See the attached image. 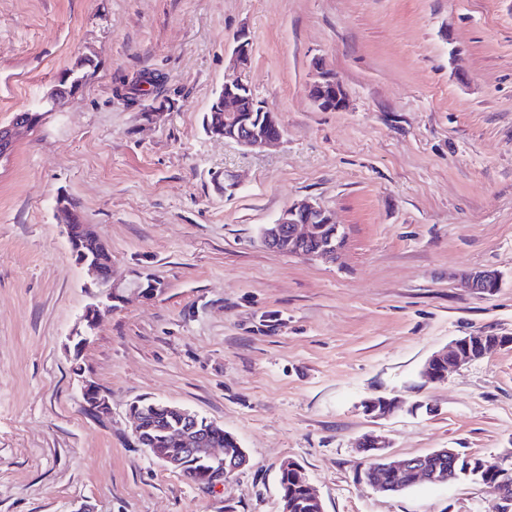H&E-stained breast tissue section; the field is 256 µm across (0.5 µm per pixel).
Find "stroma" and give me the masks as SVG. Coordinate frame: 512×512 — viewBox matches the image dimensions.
I'll use <instances>...</instances> for the list:
<instances>
[{"label":"stroma","instance_id":"obj_1","mask_svg":"<svg viewBox=\"0 0 512 512\" xmlns=\"http://www.w3.org/2000/svg\"><path fill=\"white\" fill-rule=\"evenodd\" d=\"M242 32L245 80L285 129L260 152L204 125ZM85 58L0 161V512H280L286 460L324 512H489L468 479L376 493L355 443L512 449V344L420 377L458 337H512V0H0V125ZM319 67L346 110L312 101ZM60 196L123 287L80 347L91 281ZM303 199L343 227L335 260L262 242ZM484 269L495 292L463 287ZM147 275L150 295L131 286ZM86 380L108 415L86 412ZM378 397L403 407L367 414ZM142 398L220 425L248 465L215 490L162 467L132 435ZM90 61H91L90 59L86 58L85 61H83V62L81 61L80 63H77L76 67H79V69L74 73V75H73V73L69 74V77L72 76L70 85L67 84L68 79L65 81H61V83L58 85L60 87V90L58 93V98H57V95L54 93V91L57 89V88H55L52 90V92H50V94L42 102V106L39 108V110L46 106H51L52 108L58 106V99H59L60 105L62 107L65 104L69 95L74 90V88L78 86V85L73 84L74 79L88 73V71H84V68L86 65H88L87 62H90ZM84 79H85L84 77L78 78L79 81H83Z\"/></svg>","mask_w":512,"mask_h":512}]
</instances>
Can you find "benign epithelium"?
<instances>
[{
    "label": "benign epithelium",
    "mask_w": 512,
    "mask_h": 512,
    "mask_svg": "<svg viewBox=\"0 0 512 512\" xmlns=\"http://www.w3.org/2000/svg\"><path fill=\"white\" fill-rule=\"evenodd\" d=\"M234 48L230 59L229 71L231 75L224 78V84L217 95L218 106L216 112L224 113V132L216 136L235 141L237 144L253 150H262L281 140L284 130L272 112L266 106L252 101V105L244 110L241 107L243 97L250 95L251 89L243 79V73L248 68L252 56V42L244 33L234 37ZM312 99L319 110L323 112H339L345 109L347 93L341 80L334 73L319 71L312 85ZM35 125L31 112H21L13 116L6 126H0V159L9 155L14 147L17 132L30 129ZM57 209L69 216L65 225V233L72 256L76 263L87 269L93 282L104 289L100 295L93 297L81 316L88 330L95 329L103 309L112 307V301L121 298L118 285L112 282V269L103 268L104 260L98 253L89 248L88 238L92 227L88 224L74 223V215L66 200L58 199ZM263 243L275 250H280L285 243H290L288 254H293V243H315L313 250L301 254L306 259H332L342 248L344 232L340 225L334 224L330 214L310 201H300L283 212L279 219L262 229ZM466 282L473 291L489 293L500 286L498 274L493 271H474L466 275ZM512 343V337L498 336L489 341L481 332H473L455 339L448 350L432 355L425 363L422 376L434 382L441 381L446 376V369L455 367L463 362H471L485 357L488 353L498 350ZM83 398L92 412L104 415L109 411L108 401L100 390L88 383L83 387ZM400 408V401L392 399V404L386 408H379L376 400L371 399L364 403L367 413L376 417H386ZM151 413L156 418L167 423L160 430V436L148 440L142 436L141 414ZM130 415L135 425L133 434L141 445L149 446L147 452L164 467L177 471L184 462L195 459L200 464L201 474L214 470H223L234 473L248 463V456L241 447L223 448L216 451L214 448H205L203 444L209 439L212 432H223L217 424L202 419V417L184 407L172 405L162 401L138 400L131 404ZM172 442L173 448H162L160 444ZM358 448L366 453V460L381 461L388 471L393 485L396 487L408 484V480L422 475L433 483H441L443 479L437 472L428 473L414 458L400 462L389 459L385 453V442L381 439L367 435L360 439ZM280 474H290L302 484L309 497V505L314 512H323L322 502L314 489L300 477L298 465L285 460L281 463ZM479 482L494 487L497 499L494 504L496 512H512V494L505 487V483L489 477L479 479Z\"/></svg>",
    "instance_id": "7a95c632"
}]
</instances>
